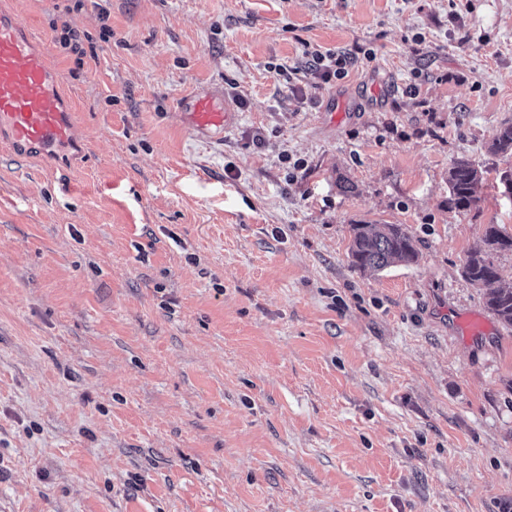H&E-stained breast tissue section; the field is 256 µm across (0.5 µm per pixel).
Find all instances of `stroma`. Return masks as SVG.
I'll use <instances>...</instances> for the list:
<instances>
[{
    "mask_svg": "<svg viewBox=\"0 0 512 512\" xmlns=\"http://www.w3.org/2000/svg\"><path fill=\"white\" fill-rule=\"evenodd\" d=\"M0 8L79 114L56 158L0 147V512H512V328L462 274L512 234V0ZM363 222L418 263L353 267ZM358 60L356 55L345 51L327 54L317 52L311 55L309 65L320 74L324 81L328 82L333 78H345L349 71L357 65ZM178 110L186 117L189 129L200 136H223L234 121L235 106L219 90H202L179 98ZM484 171L467 160L455 161L448 170L449 203L457 210H468L479 200Z\"/></svg>",
    "mask_w": 512,
    "mask_h": 512,
    "instance_id": "obj_1",
    "label": "stroma"
}]
</instances>
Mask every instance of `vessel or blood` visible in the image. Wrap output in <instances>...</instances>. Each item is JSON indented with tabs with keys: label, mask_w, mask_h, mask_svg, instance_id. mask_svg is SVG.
I'll return each mask as SVG.
<instances>
[{
	"label": "vessel or blood",
	"mask_w": 512,
	"mask_h": 512,
	"mask_svg": "<svg viewBox=\"0 0 512 512\" xmlns=\"http://www.w3.org/2000/svg\"><path fill=\"white\" fill-rule=\"evenodd\" d=\"M178 110L201 136L223 134L235 106L213 89L182 95ZM76 113L61 96L47 50L21 16L0 12V140L13 153L36 149L55 154L70 146Z\"/></svg>",
	"instance_id": "vessel-or-blood-1"
}]
</instances>
